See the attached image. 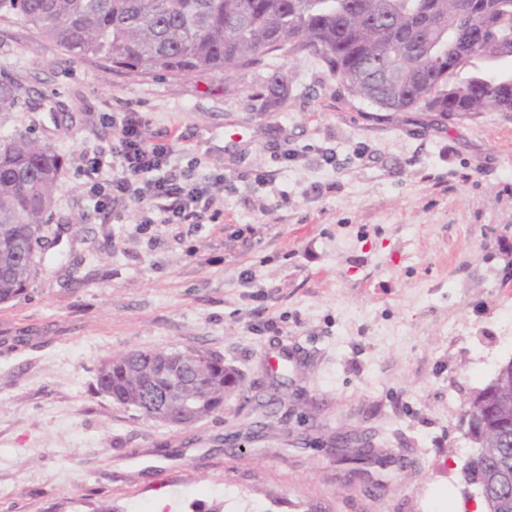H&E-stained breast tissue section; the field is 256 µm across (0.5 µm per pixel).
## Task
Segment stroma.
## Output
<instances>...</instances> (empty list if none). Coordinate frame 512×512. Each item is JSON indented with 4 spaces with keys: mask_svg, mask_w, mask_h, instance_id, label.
<instances>
[{
    "mask_svg": "<svg viewBox=\"0 0 512 512\" xmlns=\"http://www.w3.org/2000/svg\"><path fill=\"white\" fill-rule=\"evenodd\" d=\"M3 82L0 136L60 168L35 271L0 303V512H472L462 416L512 359V119L385 112L306 54L127 74L8 18ZM126 112L173 143L171 178L223 176L204 223L142 231L91 199ZM134 349L216 355L240 386L159 423L96 391ZM342 433L376 463L354 474Z\"/></svg>",
    "mask_w": 512,
    "mask_h": 512,
    "instance_id": "1",
    "label": "stroma"
}]
</instances>
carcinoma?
<instances>
[{
  "instance_id": "carcinoma-1",
  "label": "carcinoma",
  "mask_w": 512,
  "mask_h": 512,
  "mask_svg": "<svg viewBox=\"0 0 512 512\" xmlns=\"http://www.w3.org/2000/svg\"><path fill=\"white\" fill-rule=\"evenodd\" d=\"M11 16L68 54L149 75L222 72L271 54L318 58L351 96L385 112L423 108L450 120L499 112L512 118V0H0ZM17 104L0 83V112ZM50 148L23 134L0 137V302L31 277L41 224L58 187ZM185 370L189 381L173 386ZM98 392L161 423L149 404L193 400L189 423L224 406L235 386L224 361L196 350L129 351L101 364ZM479 389L464 437L487 458L461 467L466 486L495 483L512 466V428L490 413L512 401V378Z\"/></svg>"
}]
</instances>
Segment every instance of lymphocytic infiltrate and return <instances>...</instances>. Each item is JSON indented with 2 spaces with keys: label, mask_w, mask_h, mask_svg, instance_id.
Listing matches in <instances>:
<instances>
[{
  "label": "lymphocytic infiltrate",
  "mask_w": 512,
  "mask_h": 512,
  "mask_svg": "<svg viewBox=\"0 0 512 512\" xmlns=\"http://www.w3.org/2000/svg\"><path fill=\"white\" fill-rule=\"evenodd\" d=\"M143 127L141 118L132 112L115 124L112 154L119 170L109 185H94L98 207L104 210L113 202L127 199L141 210L158 211L162 224L202 223L209 209L208 188H190L168 178H154V171L166 165L173 146L150 141Z\"/></svg>",
  "instance_id": "1"
}]
</instances>
